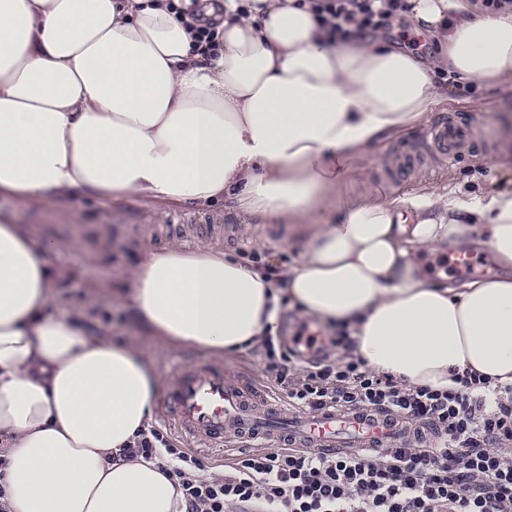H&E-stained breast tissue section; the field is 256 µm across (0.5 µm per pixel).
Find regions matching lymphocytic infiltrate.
<instances>
[{
	"label": "lymphocytic infiltrate",
	"instance_id": "1",
	"mask_svg": "<svg viewBox=\"0 0 512 512\" xmlns=\"http://www.w3.org/2000/svg\"><path fill=\"white\" fill-rule=\"evenodd\" d=\"M331 40L388 29L405 0H310ZM353 340L325 337L302 360L279 335L261 343L265 372L290 405L305 410L367 408L431 425L430 446L389 448L373 460L361 453L321 456L277 448L246 455L222 476L206 479L203 462L159 429L141 430L123 449L129 459H157L182 492L184 512H512V387H491L475 371L458 388L408 386L344 358Z\"/></svg>",
	"mask_w": 512,
	"mask_h": 512
}]
</instances>
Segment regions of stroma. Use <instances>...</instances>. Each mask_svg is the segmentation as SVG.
<instances>
[{
    "mask_svg": "<svg viewBox=\"0 0 512 512\" xmlns=\"http://www.w3.org/2000/svg\"><path fill=\"white\" fill-rule=\"evenodd\" d=\"M483 105L472 109L473 102ZM464 112L475 125L474 148L470 155L450 163L428 152V167L410 171L398 178L385 175L394 150L413 146L426 150L422 128L408 130L394 139L368 147L360 169L344 184L341 194L347 199L383 197L389 194L419 193L431 189L452 188L471 196L489 191L512 192V167L500 169L496 182L485 179L487 168L499 154L501 129L498 113H512V95L496 84L461 85L447 101L428 113L427 122ZM0 210L10 211L15 223L27 225L35 236L52 240L56 249L51 257L55 267L63 270L56 295L48 310L64 314L78 308L84 311L85 326L108 335L112 342L136 349L148 362L157 378L158 389H165L178 359L202 357V350L191 346L173 347L144 331L128 306L116 303L115 293L125 290V275L148 251L178 242L188 248L219 249L235 254L258 252L261 265L274 269L296 259L293 250L278 246L281 229L268 224H245L232 206L209 207L171 205L130 198L116 206L92 199H73L46 209L15 198L0 196ZM217 220L220 228L209 239H191L181 230L185 224ZM268 239L266 249L256 250L254 243Z\"/></svg>",
    "mask_w": 512,
    "mask_h": 512,
    "instance_id": "35a3bbf8",
    "label": "stroma"
}]
</instances>
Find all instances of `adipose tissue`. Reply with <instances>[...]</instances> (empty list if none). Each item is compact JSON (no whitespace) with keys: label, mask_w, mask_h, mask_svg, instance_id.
Returning <instances> with one entry per match:
<instances>
[{"label":"adipose tissue","mask_w":512,"mask_h":512,"mask_svg":"<svg viewBox=\"0 0 512 512\" xmlns=\"http://www.w3.org/2000/svg\"><path fill=\"white\" fill-rule=\"evenodd\" d=\"M0 0V196L229 201L283 224L282 278L173 243L127 274L142 328L214 354L249 349L282 298L348 325L353 358L411 386L474 370L512 384V276L438 281L426 254L477 237L512 266V192L435 190L349 201L363 151L447 100L437 82L512 93V13L407 0L438 44L422 61L380 38L331 41L302 0ZM212 18L216 53L188 24ZM52 243L0 214V439L10 512H180L155 461L120 451L151 418L156 377L130 346L51 314Z\"/></svg>","instance_id":"ef3b65f1"}]
</instances>
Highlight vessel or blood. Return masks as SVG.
<instances>
[{
    "instance_id": "b4317fda",
    "label": "vessel or blood",
    "mask_w": 512,
    "mask_h": 512,
    "mask_svg": "<svg viewBox=\"0 0 512 512\" xmlns=\"http://www.w3.org/2000/svg\"><path fill=\"white\" fill-rule=\"evenodd\" d=\"M424 137L432 150L448 161L473 146L470 122L448 118L428 126ZM455 275H481L474 252L450 253ZM160 409L180 438L192 447L283 446L333 453L349 449L368 453L424 442L423 426L367 410L301 412L272 404L243 375L225 371L222 363L200 360L177 368L167 384Z\"/></svg>"
}]
</instances>
